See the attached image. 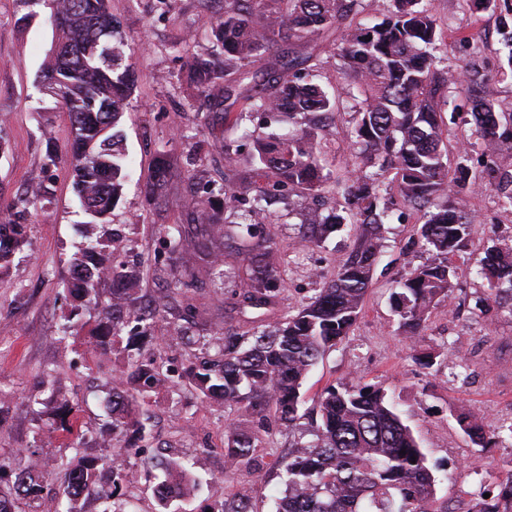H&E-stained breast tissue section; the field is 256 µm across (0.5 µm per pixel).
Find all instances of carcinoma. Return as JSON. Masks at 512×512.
<instances>
[{
    "label": "carcinoma",
    "mask_w": 512,
    "mask_h": 512,
    "mask_svg": "<svg viewBox=\"0 0 512 512\" xmlns=\"http://www.w3.org/2000/svg\"><path fill=\"white\" fill-rule=\"evenodd\" d=\"M361 0H224V15L212 29L209 52L189 60L188 79L198 93L210 97L224 85V120L236 126L262 112L277 123H288L286 133L250 137L251 146L224 148L225 160L241 164L239 184L220 188L226 209L251 202L249 212L265 214L262 202L293 193L306 211L301 241L320 243L342 224H352L356 242L344 264L318 289L314 297L292 310L280 311L285 290L274 256L275 243L267 224H223L215 209L197 216L193 237L179 225L167 229L162 250L154 255V271L168 274V296L178 301L181 317H201L188 296L193 277L168 272L171 263L191 251L202 262L216 248L215 230L222 231L224 249L235 254L245 277L224 284L223 345L217 357L192 363L173 379L161 356H137L112 378L111 430L117 464L112 480L101 481L98 459L82 456L76 462L59 460L51 469L37 462L16 473L5 492L0 489V512H12L16 499L49 500L56 512H81L80 502L92 497L112 500L113 512H125L124 488L128 470L124 458L140 452L145 423L139 409L158 389L182 381L202 400L222 401L248 415L274 412L280 424L299 425L301 389L309 371L326 352L345 341L356 325L373 279L382 239L383 220L403 203L423 212L421 247L426 260L398 282L394 293L398 330L406 339L419 336L428 314L439 302L451 299L457 261L471 234L466 212L467 193L476 184L495 191L501 206L512 210V169L490 160L481 174L468 165V153L450 150L442 140L447 126L442 105L451 87L466 91L475 133L492 157L502 148L512 150V112L499 109L492 78L467 68L438 67L443 37L426 0H389L385 17L361 19L344 28L338 22L360 14ZM475 13L497 15L508 54L499 61L501 72L512 70V0H469ZM288 5V10L280 4ZM52 11L65 23L57 28L67 54L49 56L43 66L57 80L45 86L65 112L72 132L68 154L73 164V188L91 222L82 232L84 243L67 260L68 290L77 309L97 302L98 285H111L109 303L88 336L91 353L103 358L116 348L141 350L159 345L154 336L155 313L142 304L139 270L123 257L120 236L109 218L125 183L127 156L120 123L135 86L125 45L112 41L113 19L106 0H52ZM336 33L333 57L344 79V91H329L318 82L323 61L317 40ZM286 45L276 60L272 50ZM224 56L218 70L212 58ZM346 108L352 109V127L346 131L357 169L345 179L347 188L336 210L323 214L310 204L323 191L326 177L320 159L319 131ZM108 127V136L99 134ZM457 163L448 179L450 153ZM382 160L394 170L398 196L387 192L365 168ZM175 176L169 154H157L144 192L153 196ZM258 193L250 195L251 186ZM444 196L440 205L433 201ZM18 204L5 206L0 221V268L12 262L28 243L27 225L20 222ZM480 275L494 291L512 301V245L486 249ZM59 428L72 434L75 409L66 398L52 393ZM458 422L471 442L484 449L499 435L489 434L471 414ZM312 440L288 451L279 465L285 491L276 500V512H455L432 509L436 477L410 428L404 424L387 392L376 385L340 382L326 387L311 418ZM263 439L258 434L227 427L224 458L230 468L250 470L256 465ZM170 492L158 498L160 508L194 491L196 481L178 460L162 469ZM60 482L62 498L52 494L44 475ZM463 512H512V473L488 498L458 499ZM212 512H254L252 497L241 489L215 504Z\"/></svg>",
    "instance_id": "obj_1"
}]
</instances>
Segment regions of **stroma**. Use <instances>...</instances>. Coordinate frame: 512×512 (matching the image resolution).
<instances>
[{
  "mask_svg": "<svg viewBox=\"0 0 512 512\" xmlns=\"http://www.w3.org/2000/svg\"><path fill=\"white\" fill-rule=\"evenodd\" d=\"M115 29L126 43L136 74L130 104L122 118L130 177L112 212V227L122 235L132 263L151 264L168 226L192 223L211 186L224 183V145L237 131L224 121V97L205 99L184 80L186 63L209 47L211 27L224 11V0H107ZM443 35V65L496 71L502 49L496 15L474 14L465 0H428ZM48 0H0V201L8 202L36 182L53 190L41 213L29 216V245L0 272V480L10 482L31 457L94 456L111 465L113 448L104 427L106 400L112 391L111 370L127 362L123 352L96 365L87 348L91 332L109 298L101 289L98 303L73 309L66 288L69 255L81 242L85 220L72 190V167L65 156L71 139L65 112L39 84L42 65L55 42L48 23ZM473 34L477 49L465 48L460 37ZM351 119L342 113L322 140L331 200L342 187L335 181L354 167L344 131ZM61 159L48 165V148ZM170 152L177 171L154 199L141 186L149 177L159 149ZM476 217L465 261L457 270L453 298L436 305L417 343L397 332L398 317L391 298L396 281L421 264L420 212L403 207L400 219L387 224L383 249L366 294L364 310L350 336L329 350L312 369L302 388L304 408H312L324 387L337 383L381 385L395 397L437 478L436 499L446 502L461 494L476 496L493 489L512 466V302L494 300L480 277L479 260L487 247L512 242V211L485 188L468 196ZM279 215L273 227L286 281L281 307H297L314 296L352 251L355 236L346 226L323 245L300 246L302 217L287 200L273 202ZM222 270L200 264L191 296L203 320L180 330L175 310L157 317L159 350L178 368L201 353H215L216 336L224 325V291L219 273H232L237 263L224 255ZM84 333L69 337V323ZM433 351L436 364L423 368L415 354ZM55 382L82 422L81 442L64 439L49 404L48 382ZM473 412L487 432L497 433L492 448L479 450L462 431L457 416ZM149 437L140 453L125 458L140 480L127 488L138 512H156L154 481L144 475L158 459L174 457L200 478L197 494L179 502L180 512H204L206 506L248 487L259 512H273L284 488L278 467L295 443L309 441L304 427L271 422L270 436L259 452V471L227 472L224 431L233 425L252 429L257 420L218 403L200 401L188 387L158 391L148 408Z\"/></svg>",
  "mask_w": 512,
  "mask_h": 512,
  "instance_id": "35a3bbf8",
  "label": "stroma"
}]
</instances>
